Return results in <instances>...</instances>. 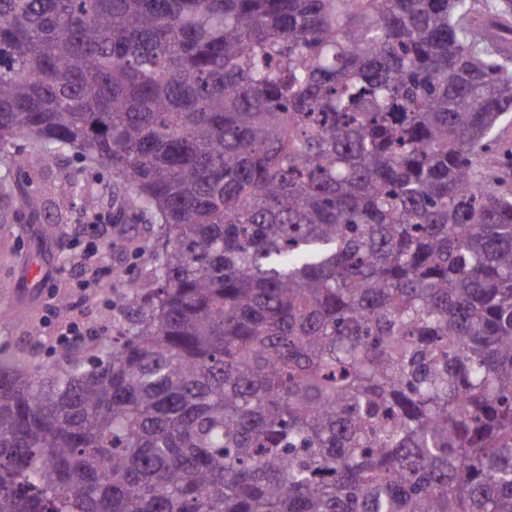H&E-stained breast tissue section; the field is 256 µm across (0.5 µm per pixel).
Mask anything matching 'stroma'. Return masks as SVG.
<instances>
[{
    "label": "stroma",
    "mask_w": 512,
    "mask_h": 512,
    "mask_svg": "<svg viewBox=\"0 0 512 512\" xmlns=\"http://www.w3.org/2000/svg\"><path fill=\"white\" fill-rule=\"evenodd\" d=\"M13 176L32 202L0 195V306L10 311L0 321V360L21 353L33 368L57 372L65 365L59 334L72 322L94 329L80 342L88 356L131 327L139 306L131 286L149 277L141 250L161 244V232L133 214L113 225L102 255L107 267L125 270L126 280L81 292L69 270L84 248L89 214L73 203L70 190H111V173L61 156L34 159Z\"/></svg>",
    "instance_id": "obj_1"
}]
</instances>
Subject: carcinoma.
<instances>
[{"label": "carcinoma", "mask_w": 512, "mask_h": 512, "mask_svg": "<svg viewBox=\"0 0 512 512\" xmlns=\"http://www.w3.org/2000/svg\"><path fill=\"white\" fill-rule=\"evenodd\" d=\"M511 114L512 0H0V156L166 234L0 365V512H512Z\"/></svg>", "instance_id": "carcinoma-1"}]
</instances>
